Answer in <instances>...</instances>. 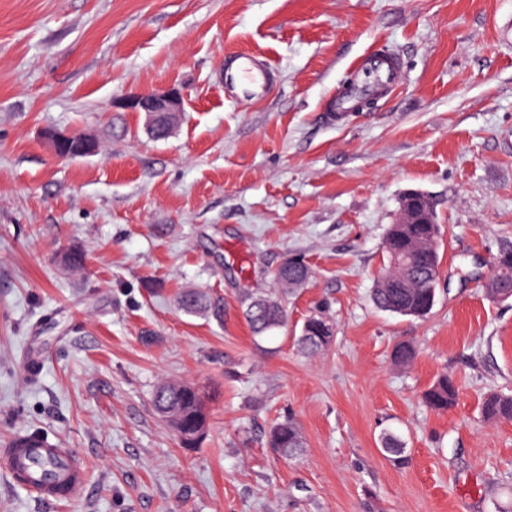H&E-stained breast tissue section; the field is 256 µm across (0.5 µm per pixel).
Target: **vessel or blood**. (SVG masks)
Instances as JSON below:
<instances>
[{
	"label": "vessel or blood",
	"instance_id": "obj_1",
	"mask_svg": "<svg viewBox=\"0 0 512 512\" xmlns=\"http://www.w3.org/2000/svg\"><path fill=\"white\" fill-rule=\"evenodd\" d=\"M236 78L243 95L260 96L267 85L268 71L254 55L243 52L238 56ZM360 78L349 94L337 98V111H349L356 94L392 88L401 79L398 61L366 60L359 70ZM0 468L12 478L20 479L22 488L55 500V486L64 487L69 495L78 496L87 488L84 472L70 449L58 448L37 432L14 435L0 448Z\"/></svg>",
	"mask_w": 512,
	"mask_h": 512
}]
</instances>
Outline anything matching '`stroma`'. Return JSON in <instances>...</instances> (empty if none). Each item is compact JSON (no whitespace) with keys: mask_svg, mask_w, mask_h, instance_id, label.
<instances>
[{"mask_svg":"<svg viewBox=\"0 0 512 512\" xmlns=\"http://www.w3.org/2000/svg\"><path fill=\"white\" fill-rule=\"evenodd\" d=\"M371 50L401 59L400 84L333 116ZM241 52L275 70L262 99L224 79ZM170 86L185 112L156 141L117 102ZM49 130L98 150L57 158ZM409 189L442 226L422 319L371 301ZM510 242L512 0H0V446L41 433L89 484L46 502L0 469V512H505L512 422L482 402L512 392V298L484 285ZM71 248L83 268L61 263ZM292 253L312 276L287 326L254 337L244 295L275 294ZM188 288L223 320L183 314ZM319 303L336 340L309 358L295 340ZM443 374L459 396L438 413L421 395ZM181 382L209 396L190 449L152 405ZM287 417L305 437L293 460L266 444ZM382 450L387 458L395 465H403L406 461L405 442L398 435L388 432L382 437Z\"/></svg>","mask_w":512,"mask_h":512,"instance_id":"35a3bbf8","label":"stroma"}]
</instances>
